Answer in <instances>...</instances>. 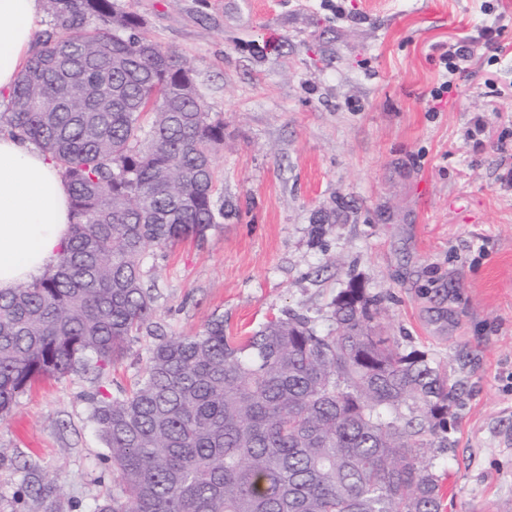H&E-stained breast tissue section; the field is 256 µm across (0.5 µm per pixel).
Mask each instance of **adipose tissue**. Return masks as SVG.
<instances>
[{
  "instance_id": "obj_1",
  "label": "adipose tissue",
  "mask_w": 512,
  "mask_h": 512,
  "mask_svg": "<svg viewBox=\"0 0 512 512\" xmlns=\"http://www.w3.org/2000/svg\"><path fill=\"white\" fill-rule=\"evenodd\" d=\"M39 11V0H0V92L11 91L29 57ZM69 236V192L53 163L0 135V292L42 277Z\"/></svg>"
}]
</instances>
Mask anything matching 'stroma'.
Instances as JSON below:
<instances>
[{"mask_svg": "<svg viewBox=\"0 0 512 512\" xmlns=\"http://www.w3.org/2000/svg\"><path fill=\"white\" fill-rule=\"evenodd\" d=\"M121 3L223 115L213 162L232 211L149 257L153 330L101 381L17 396L0 420V512H92L112 493L90 400L133 386L154 332L220 317L242 338L298 314L331 333L352 282L384 297L377 323L400 351L462 386L448 447L427 452L442 512H512V0ZM463 41L471 56L447 75ZM31 470L56 478L52 502L24 493Z\"/></svg>", "mask_w": 512, "mask_h": 512, "instance_id": "35a3bbf8", "label": "stroma"}]
</instances>
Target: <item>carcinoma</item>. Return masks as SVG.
I'll list each match as a JSON object with an SVG mask.
<instances>
[{
	"instance_id": "obj_1",
	"label": "carcinoma",
	"mask_w": 512,
	"mask_h": 512,
	"mask_svg": "<svg viewBox=\"0 0 512 512\" xmlns=\"http://www.w3.org/2000/svg\"><path fill=\"white\" fill-rule=\"evenodd\" d=\"M37 37L0 134L34 145L70 191L71 235L44 276L0 293V417L33 383L101 380L149 327L150 246L203 240L224 217L213 152L224 117L193 69L119 0H44ZM101 87L80 112V87ZM383 298L351 284L336 334L300 315L244 340L216 317L158 335L129 391L91 399L117 493L93 512H441L422 459L445 448L457 386L373 325ZM415 405L419 412L404 414ZM28 493L56 492L54 480Z\"/></svg>"
}]
</instances>
